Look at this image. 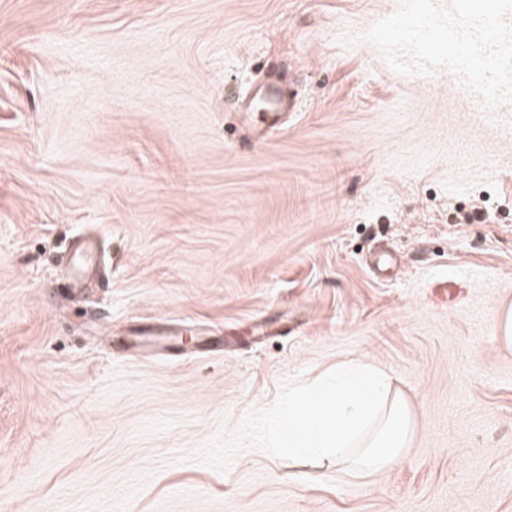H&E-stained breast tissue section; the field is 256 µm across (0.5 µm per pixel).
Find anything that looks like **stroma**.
Here are the masks:
<instances>
[{
  "mask_svg": "<svg viewBox=\"0 0 512 512\" xmlns=\"http://www.w3.org/2000/svg\"><path fill=\"white\" fill-rule=\"evenodd\" d=\"M400 4L0 0V512H512V143L363 41ZM355 359L417 419L390 467L199 462ZM73 256L72 274L67 279L66 288L77 291L84 280L86 266L93 261L95 246L90 242L71 245ZM495 340L504 348L512 347V305L500 307L495 321Z\"/></svg>",
  "mask_w": 512,
  "mask_h": 512,
  "instance_id": "obj_1",
  "label": "stroma"
}]
</instances>
